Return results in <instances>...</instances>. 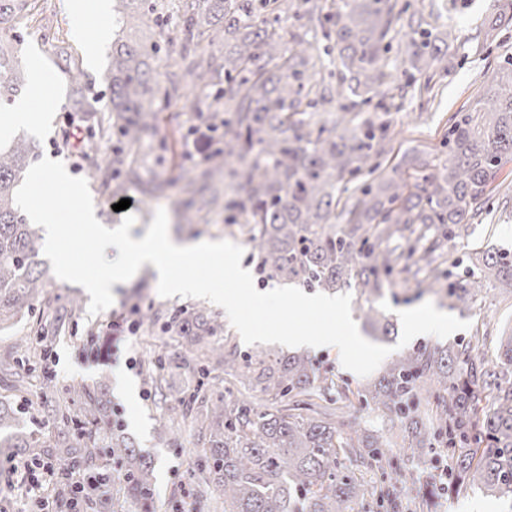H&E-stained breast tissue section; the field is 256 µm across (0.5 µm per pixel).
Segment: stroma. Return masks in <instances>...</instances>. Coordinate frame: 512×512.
I'll return each mask as SVG.
<instances>
[{"instance_id": "stroma-1", "label": "stroma", "mask_w": 512, "mask_h": 512, "mask_svg": "<svg viewBox=\"0 0 512 512\" xmlns=\"http://www.w3.org/2000/svg\"><path fill=\"white\" fill-rule=\"evenodd\" d=\"M63 0H36L31 14L23 19L13 31L0 36V42L17 54L22 68L28 69L32 58H40L59 99V107L53 112L45 133L36 142L41 155H52L65 165L71 176L87 179L89 189L103 223L118 226L120 217L112 213L114 199L109 191L91 180L90 169L83 159V152L96 154L103 159L112 154V141L99 138H85L82 148H75L72 142L63 138L64 131L77 127L78 119L70 107L73 91L69 74L53 55L52 43L62 40L70 47L73 62L86 68L89 82L83 91V100L90 107L106 110L110 89L105 76L109 69L115 27H108L107 40L101 41L98 66L87 69L85 42L97 38L98 17L88 9L69 12L62 7ZM409 5L412 11L429 15L434 9H441V25L453 27L457 38L448 46V55L454 61L447 73L434 74L431 81L417 79L405 91H392L384 100V109L395 133L394 153L390 163H397L406 153L420 154L433 163H444L447 154L440 141L448 121L462 106L474 102L482 94L486 74L504 56L512 55V28L499 31L494 39H486L483 25L486 16L495 9L496 0H399ZM83 28V39L73 35L75 28ZM39 80L30 73L24 87L25 93H33ZM214 101L206 94H198L194 108H187L183 101L176 100L161 113L159 126L166 134L171 150L164 162H157L154 155L145 154L143 173L145 177L160 175L163 178L176 176L182 163L180 145L184 138L192 136L194 126L200 125V113L212 110ZM195 137V136H192ZM199 153H207L209 138L195 137ZM501 246L512 247V192L503 190L492 196L481 212L471 220L470 235L466 244L458 246L454 257L458 264L451 270V280L463 278L471 268L474 250H488ZM43 295L29 314L13 331L0 333V355L14 354L16 370L27 376L31 387L17 392L6 387L0 380V395L24 405L27 410V428L34 431L44 444H51L57 423L52 417L41 412L42 400L59 401L67 397L71 387L81 385L101 393L108 401L110 411L105 424L94 427L96 436L117 433L135 443L152 463L155 496L150 512H176L172 501L173 493L186 489L198 432L193 423L181 417V401L193 388L194 382L188 373L180 368L166 369L161 376V386H154L146 377L150 358L174 356L179 351V336L165 330L164 324L170 316L197 309L206 310L222 326L218 336L225 347H237L247 352L248 344L243 343L238 332L230 324L223 308L204 299L159 296L154 282L156 273L145 267L128 283L114 288V302L105 311L90 315L89 299L82 287L57 280L50 260H43ZM77 298L78 310H69V298ZM156 311L154 321H146V311ZM126 318L137 324L134 335L128 336L124 344V355L128 365L112 368L110 364L88 367L79 359V353L88 343L108 347L107 338L100 332L108 322ZM469 327L460 330L444 340L417 336L415 344L430 347L437 344L451 345L468 341L474 332L485 331L496 334L503 326L512 325V301L501 296L496 289H488L485 297L476 302L463 315ZM27 338L33 349L48 348V361H28L25 352L15 351L19 338ZM51 372L53 381L47 393H40L38 386L44 372ZM124 374L137 388L135 402H126L117 391L116 376ZM181 418V429L171 440H159L157 431L162 421ZM402 457L414 477L415 495H428L433 512H452L455 505L480 497L481 492L471 489L457 494L433 483L437 464L432 454L425 450L405 451Z\"/></svg>"}]
</instances>
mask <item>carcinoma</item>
I'll use <instances>...</instances> for the list:
<instances>
[{"instance_id": "cac0c4a2", "label": "carcinoma", "mask_w": 512, "mask_h": 512, "mask_svg": "<svg viewBox=\"0 0 512 512\" xmlns=\"http://www.w3.org/2000/svg\"><path fill=\"white\" fill-rule=\"evenodd\" d=\"M31 2L0 0V32L25 18ZM497 2L490 32L512 24V0ZM113 11L132 34L158 28L149 45L133 37L112 42L106 113L85 106L84 73L72 75V111L119 143L109 164L92 171L113 184V194L133 186L151 200L165 197L189 224L198 201L206 213L224 212L226 224L244 221L265 278L328 293L354 291L368 304L365 326L378 336L390 335L393 323L374 303L390 291L394 276L429 271L432 280L421 294L448 277L436 262L448 253V242L469 236L468 216L481 210L499 186L501 168L512 161V57L493 69L483 95L450 119L442 140L446 163L434 169L426 161L399 163L388 174L381 166L393 152L390 123L369 107L392 83V33L407 14L398 0H335L327 12L320 0H185L168 20L189 61L191 85L216 88L219 107L204 120L220 146L201 163L179 168L174 181L180 197L173 199L167 182L143 179L140 163L144 138L158 133L160 113L181 96L178 82L163 86L154 75L159 41L168 32L159 27L154 2L116 0ZM290 19L300 22L295 32L282 27ZM404 21L409 32L402 74L448 72L452 30L428 29L415 13ZM321 37L337 49L334 85L317 79L331 55L320 50ZM203 42L223 44L224 55L205 65L192 59ZM24 86L16 56L0 44V103L12 102ZM323 113L335 114L331 126L321 122ZM37 158L36 146L21 138L0 150V330L29 313L41 295L42 229L14 201ZM346 178L362 184L343 201L336 191ZM338 207L342 224L336 223ZM476 260L466 278L448 285L449 310L471 309L489 284L512 293L511 250H487ZM172 323L183 352L170 362L197 381L182 401L201 442L191 492L201 499L219 493L224 512H354V504L368 499L384 512H398L411 493L407 470L393 453L398 443L409 449L446 444L448 485L455 492L477 488L512 503V333L417 347L354 392L321 376L302 354L233 348L214 357L195 355L221 329L203 309ZM488 341L496 350L492 364L479 354V344ZM221 362L279 408L261 411L230 388L200 392L212 380L213 364ZM423 393L428 408L421 411L416 400ZM352 394L377 424L344 419ZM43 411L63 424L54 436L56 463L65 471L83 470L91 480L89 499L111 481L113 462L126 475L131 501L152 496L151 463L133 442L115 436L101 444L90 434L80 441L68 429L105 421L108 405L101 396L74 386L68 399ZM19 421L18 406L1 399L0 456L40 459L42 444L34 432L17 429ZM346 458L365 467L386 461L390 471L367 483L341 471Z\"/></svg>"}]
</instances>
